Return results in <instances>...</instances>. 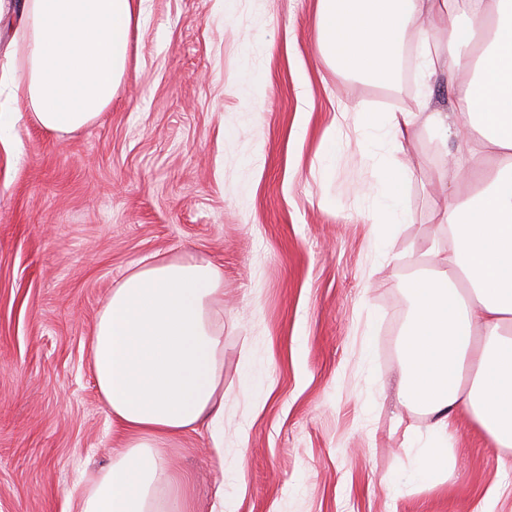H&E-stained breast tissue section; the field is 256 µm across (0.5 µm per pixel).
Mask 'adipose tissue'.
Masks as SVG:
<instances>
[{"mask_svg": "<svg viewBox=\"0 0 512 512\" xmlns=\"http://www.w3.org/2000/svg\"><path fill=\"white\" fill-rule=\"evenodd\" d=\"M149 0H0V34L25 29V78L35 121L71 133L112 102L125 74L129 35ZM327 62L394 85L408 25L421 19L465 71L446 112L423 98L394 112L392 137L416 126L454 137L448 158L467 194L435 210L446 240H431L432 273L411 281L401 337L400 402L428 417L412 482L436 488L457 465L456 415L466 412L496 448L512 449V0H317ZM224 274L208 259H158L127 274L101 306L90 340L91 369L125 446L82 489L73 512H183L167 449L206 427L224 456V330L214 317Z\"/></svg>", "mask_w": 512, "mask_h": 512, "instance_id": "1", "label": "adipose tissue"}]
</instances>
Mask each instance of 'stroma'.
<instances>
[{
  "instance_id": "obj_1",
  "label": "stroma",
  "mask_w": 512,
  "mask_h": 512,
  "mask_svg": "<svg viewBox=\"0 0 512 512\" xmlns=\"http://www.w3.org/2000/svg\"><path fill=\"white\" fill-rule=\"evenodd\" d=\"M149 5L90 125L51 132L0 100V512H70L122 448L89 340L156 255L224 271V466L203 431L168 450L188 512L219 490L228 512H512V450L464 412L444 485L383 482L419 464L404 432L427 419L396 398L405 288L433 267L434 187L462 144L421 127L395 147L387 118L420 90L336 75L316 0ZM392 194L411 220L389 229Z\"/></svg>"
}]
</instances>
